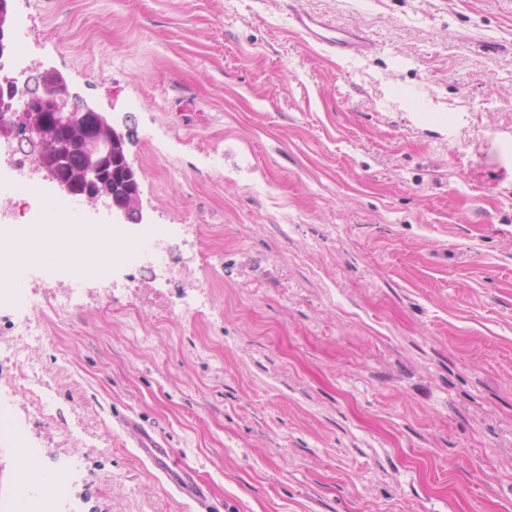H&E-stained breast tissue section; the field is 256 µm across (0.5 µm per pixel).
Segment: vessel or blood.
I'll return each instance as SVG.
<instances>
[{"instance_id": "vessel-or-blood-1", "label": "vessel or blood", "mask_w": 512, "mask_h": 512, "mask_svg": "<svg viewBox=\"0 0 512 512\" xmlns=\"http://www.w3.org/2000/svg\"><path fill=\"white\" fill-rule=\"evenodd\" d=\"M291 19L298 32L309 40L334 50L336 54L361 53L369 47L368 42L355 31L331 25L309 12L295 11ZM123 425L130 432L136 448L149 461L152 468L169 476L178 493L195 505L196 512H217L210 501L208 491L195 480L191 472L173 473L170 466L171 451L156 431L130 419L124 420Z\"/></svg>"}]
</instances>
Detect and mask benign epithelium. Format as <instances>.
Returning <instances> with one entry per match:
<instances>
[{"label":"benign epithelium","instance_id":"benign-epithelium-1","mask_svg":"<svg viewBox=\"0 0 512 512\" xmlns=\"http://www.w3.org/2000/svg\"><path fill=\"white\" fill-rule=\"evenodd\" d=\"M9 2L0 0V71L4 68L3 58L9 56L16 47L6 39L9 25ZM39 80L40 91L29 96L21 106L15 104L17 80L14 77L0 78V138L7 145L42 143L49 135V128L64 130L67 135L56 137L54 154L49 159L33 158V172L57 185L67 195L73 194L71 183L63 180L60 169L68 164L71 157H82V176L87 186L84 194L86 202L95 207L104 200H111L112 223L141 224L142 209L138 195L129 202L112 198L109 191L101 188L114 154L113 144L128 135L130 127L117 129L101 112L96 111L80 97L69 91L67 82L59 71L47 68L35 71L27 80ZM92 116L97 124V133L92 136L76 135L82 121Z\"/></svg>","mask_w":512,"mask_h":512}]
</instances>
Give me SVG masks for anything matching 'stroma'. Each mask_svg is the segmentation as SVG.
Listing matches in <instances>:
<instances>
[{
	"label": "stroma",
	"instance_id": "1",
	"mask_svg": "<svg viewBox=\"0 0 512 512\" xmlns=\"http://www.w3.org/2000/svg\"><path fill=\"white\" fill-rule=\"evenodd\" d=\"M301 9L371 47L339 57ZM5 74L61 71L131 125L168 247L84 279L41 343L0 320V512L17 439L77 512H194L118 420L157 426L223 512H512V0H11ZM55 197L33 178L8 218Z\"/></svg>",
	"mask_w": 512,
	"mask_h": 512
}]
</instances>
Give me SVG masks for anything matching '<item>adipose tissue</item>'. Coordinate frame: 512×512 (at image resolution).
I'll return each instance as SVG.
<instances>
[{
    "label": "adipose tissue",
    "mask_w": 512,
    "mask_h": 512,
    "mask_svg": "<svg viewBox=\"0 0 512 512\" xmlns=\"http://www.w3.org/2000/svg\"><path fill=\"white\" fill-rule=\"evenodd\" d=\"M13 236L33 246L41 263L52 267L69 255L77 260L72 270L87 277L100 275L97 254L104 239H117L119 232L104 224H83L73 216H59L56 210H48L43 224L1 225L0 238Z\"/></svg>",
    "instance_id": "obj_1"
}]
</instances>
